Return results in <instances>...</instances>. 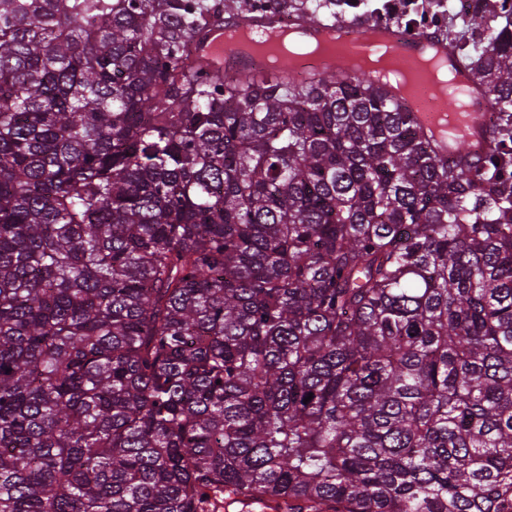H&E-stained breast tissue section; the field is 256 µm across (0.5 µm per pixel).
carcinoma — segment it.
<instances>
[{
    "label": "carcinoma",
    "instance_id": "carcinoma-1",
    "mask_svg": "<svg viewBox=\"0 0 512 512\" xmlns=\"http://www.w3.org/2000/svg\"><path fill=\"white\" fill-rule=\"evenodd\" d=\"M453 2L477 162L361 76L211 75L240 4L0 0V512L512 504V0ZM470 83L472 91L475 92L476 94L470 93L466 89V83L461 87V91L463 92L464 95L474 96V98H476L479 101V107L470 112V115L473 117V121H471L469 124L470 131L472 132V134H470L468 131H463L462 138H454V140L459 143H457L453 149H448L446 146L444 147V149H439V152L442 154L455 153L457 147L460 145H464L466 147L467 152L473 156L484 155V153L487 150V142L485 139V127L488 124L490 114L489 112H487L486 98L483 92L477 86H475L471 82V80ZM476 135H479L480 137L478 141L475 139ZM472 143L476 144L472 145Z\"/></svg>",
    "mask_w": 512,
    "mask_h": 512
}]
</instances>
